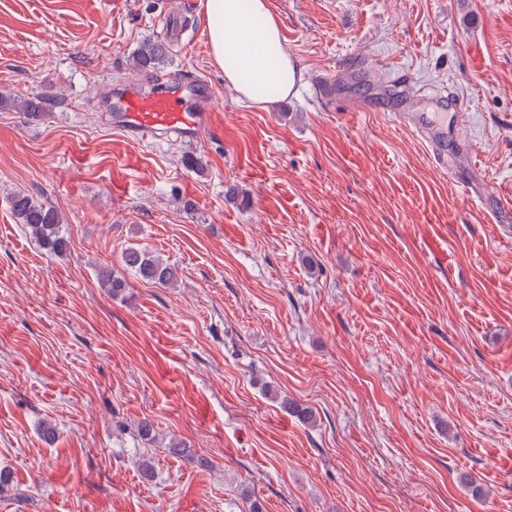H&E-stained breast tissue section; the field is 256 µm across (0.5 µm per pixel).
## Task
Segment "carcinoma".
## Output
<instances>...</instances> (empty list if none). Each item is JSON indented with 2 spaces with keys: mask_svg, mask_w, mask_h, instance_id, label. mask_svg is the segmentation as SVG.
Instances as JSON below:
<instances>
[{
  "mask_svg": "<svg viewBox=\"0 0 512 512\" xmlns=\"http://www.w3.org/2000/svg\"><path fill=\"white\" fill-rule=\"evenodd\" d=\"M165 54L166 46L163 41L148 40L134 52L133 66L139 71H150L158 66ZM12 209L17 222L25 226L49 255L59 257L67 252L70 241L62 231L63 219L57 209L24 193L14 196ZM122 263L142 279L159 286H170L177 279L176 269L148 250L130 247L122 253ZM98 276L102 287L108 290L112 298L123 296L127 288L123 273L112 267H104L99 270ZM281 405L305 423H311L315 419L312 408L286 396L281 399Z\"/></svg>",
  "mask_w": 512,
  "mask_h": 512,
  "instance_id": "1",
  "label": "carcinoma"
}]
</instances>
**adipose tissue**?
Here are the masks:
<instances>
[{
  "label": "adipose tissue",
  "mask_w": 512,
  "mask_h": 512,
  "mask_svg": "<svg viewBox=\"0 0 512 512\" xmlns=\"http://www.w3.org/2000/svg\"><path fill=\"white\" fill-rule=\"evenodd\" d=\"M210 56L240 99L270 103L294 93L302 72L281 47L266 0H204Z\"/></svg>",
  "instance_id": "obj_1"
}]
</instances>
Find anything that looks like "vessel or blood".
I'll return each instance as SVG.
<instances>
[{"instance_id": "b4317fda", "label": "vessel or blood", "mask_w": 512, "mask_h": 512, "mask_svg": "<svg viewBox=\"0 0 512 512\" xmlns=\"http://www.w3.org/2000/svg\"><path fill=\"white\" fill-rule=\"evenodd\" d=\"M107 96L118 130L141 134L166 130L186 139L200 137L210 126L217 102L216 93L200 83L178 82L151 94L113 87ZM401 118L426 145L433 162L450 169L472 199L487 203L488 185L474 170L459 166L468 154L467 144L458 126L449 124L446 113L405 112Z\"/></svg>"}]
</instances>
